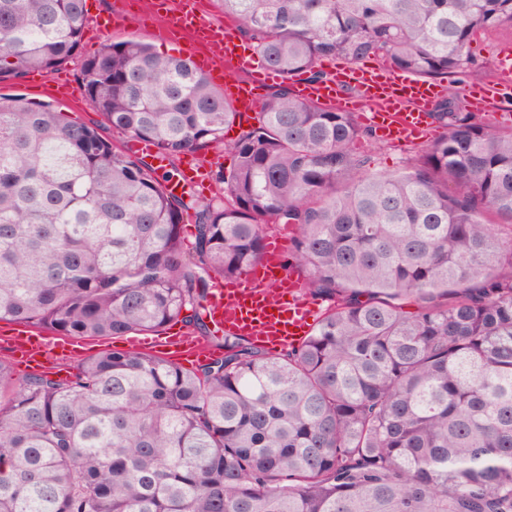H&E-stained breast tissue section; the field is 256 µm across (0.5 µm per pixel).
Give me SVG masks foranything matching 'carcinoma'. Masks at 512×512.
<instances>
[{
    "label": "carcinoma",
    "mask_w": 512,
    "mask_h": 512,
    "mask_svg": "<svg viewBox=\"0 0 512 512\" xmlns=\"http://www.w3.org/2000/svg\"><path fill=\"white\" fill-rule=\"evenodd\" d=\"M213 2L281 78L228 145L236 112L190 61L135 39L83 56L86 0H0V83L75 63L101 117L0 95V321L78 337L180 322L217 352L188 371L106 349L66 380L0 358V512H512V125L444 96L441 135L380 174L356 149L372 131L290 84L327 57L469 73L512 0ZM212 145L234 156L218 191L168 194L175 160ZM273 227L328 302L276 354L203 320ZM126 147L132 154L142 158L153 168L160 169L166 165V162L158 155L155 147L148 142L131 139L127 141Z\"/></svg>",
    "instance_id": "obj_1"
}]
</instances>
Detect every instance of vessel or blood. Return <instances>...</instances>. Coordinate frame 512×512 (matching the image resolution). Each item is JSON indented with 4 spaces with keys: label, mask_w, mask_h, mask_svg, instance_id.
<instances>
[{
    "label": "vessel or blood",
    "mask_w": 512,
    "mask_h": 512,
    "mask_svg": "<svg viewBox=\"0 0 512 512\" xmlns=\"http://www.w3.org/2000/svg\"><path fill=\"white\" fill-rule=\"evenodd\" d=\"M182 22L197 28L205 39L206 61L211 67L228 64L251 71L250 82L236 84L229 94L231 106L239 118L249 119L260 107L259 88L276 82L277 74L267 69L254 70L252 50L239 39L234 28L215 23L199 0H190ZM498 92V87L490 83L465 90L478 112L487 111ZM296 94L308 102L356 113L379 131L384 140L403 144L424 135L428 127L427 114L437 90L433 83L377 66L345 64L337 67L331 79L297 84ZM126 147L153 168L165 165L148 142L131 139ZM209 179L208 168L191 162L182 169L177 181L169 183L168 191L179 197L188 189L203 186ZM205 315L213 334L246 336L269 349L299 344L315 322L312 302L303 293L298 280L281 267L280 251L274 245L267 247L263 260L252 273L229 282H218L212 288ZM6 340L34 370L43 367L50 347L63 352L69 348L68 342L50 343L47 337L22 324L11 325ZM164 346L188 357L206 358L211 354L208 346L185 333L166 339Z\"/></svg>",
    "instance_id": "b4317fda"
}]
</instances>
